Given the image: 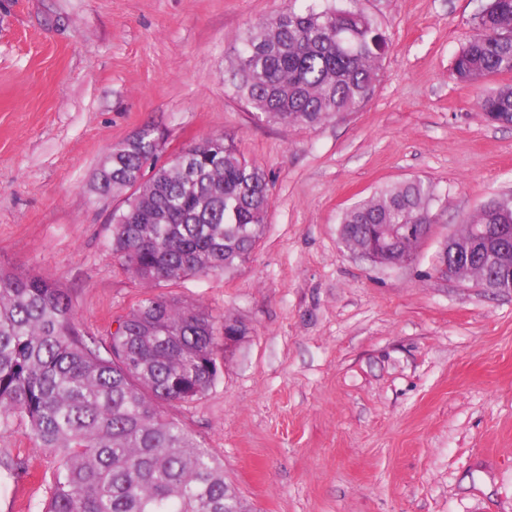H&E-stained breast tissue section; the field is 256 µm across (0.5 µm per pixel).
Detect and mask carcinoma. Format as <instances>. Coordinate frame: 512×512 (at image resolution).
I'll return each mask as SVG.
<instances>
[{"label":"carcinoma","instance_id":"carcinoma-1","mask_svg":"<svg viewBox=\"0 0 512 512\" xmlns=\"http://www.w3.org/2000/svg\"><path fill=\"white\" fill-rule=\"evenodd\" d=\"M474 26L454 56L456 79L512 73V0H487ZM388 51L385 33L358 10L289 6L244 40L235 93L261 123L315 127L365 104ZM479 112L512 125V86L484 94ZM159 135L141 128L112 148L96 177L98 196L126 194L112 212L113 258L148 288L237 269L267 217L264 171L219 135L184 147L185 167L160 164ZM434 199L421 178L388 187L343 212L340 240L376 241L386 266L429 233ZM463 223L491 238L472 248L470 280L494 271L499 291L511 292L512 267L494 270L490 251L512 250V198L489 201ZM116 322L96 338L58 282L0 268V432L20 421L56 459L41 512H250L224 482V463L165 413L215 384L220 338L244 337L246 325L151 293Z\"/></svg>","mask_w":512,"mask_h":512}]
</instances>
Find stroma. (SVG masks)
Segmentation results:
<instances>
[{
	"label": "stroma",
	"instance_id": "stroma-1",
	"mask_svg": "<svg viewBox=\"0 0 512 512\" xmlns=\"http://www.w3.org/2000/svg\"><path fill=\"white\" fill-rule=\"evenodd\" d=\"M485 0H355L390 40L360 111L313 128L255 122L234 97L247 31L287 0H0V267L72 294L104 337L146 292L112 258L118 199L92 179L153 124L176 151L233 136L268 177L267 221L240 268L156 294L245 323L211 389L166 413L224 463L252 512H512V292L438 279L463 218L512 196V125L486 122L497 75L452 61ZM432 182V229L401 266L344 247L343 212ZM0 512H40L51 457L0 434Z\"/></svg>",
	"mask_w": 512,
	"mask_h": 512
}]
</instances>
